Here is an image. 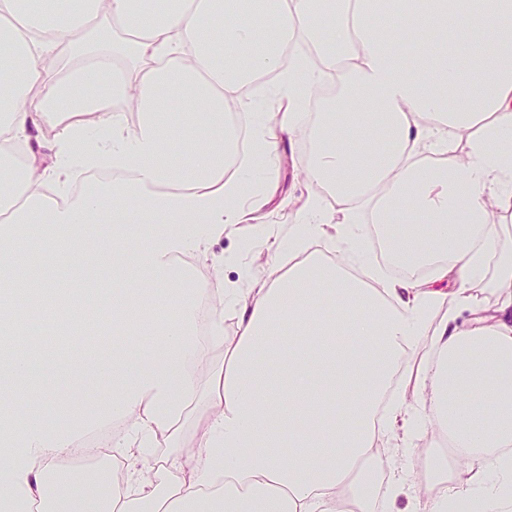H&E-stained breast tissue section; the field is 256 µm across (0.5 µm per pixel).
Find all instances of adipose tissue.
<instances>
[{
  "mask_svg": "<svg viewBox=\"0 0 512 512\" xmlns=\"http://www.w3.org/2000/svg\"><path fill=\"white\" fill-rule=\"evenodd\" d=\"M261 76L287 110L244 96ZM330 80L350 110H325L314 130L313 191L278 244L286 272L260 282L240 264L241 287L224 291L235 336L215 316L197 344L192 300H167L186 281L173 255L207 258L242 204H261L272 129L305 124ZM131 94L134 124L117 107ZM234 97L251 114L253 159L228 175ZM96 161L131 180L71 195ZM104 218L115 230L99 261L124 283L113 317L130 326L149 311L161 342L147 364L98 363L111 394L82 385L57 423L39 410L8 418L0 512L36 500L44 512H371L379 495L385 512L402 499L410 512H512V250L500 245L512 226V0H168L159 17L144 0H0V238L55 244L53 265L72 267ZM368 222L386 229L389 262L424 274H353ZM124 224L141 227L135 249ZM320 239L335 259L313 250ZM142 275L158 292L140 309L127 291ZM212 344L224 359L203 381ZM30 372L20 358L0 366V403L37 396ZM399 375L416 402L386 399ZM199 400L191 454L148 480L131 470L111 498L58 464L84 450L74 426L88 407L129 419L119 446L141 453L179 439ZM430 428L466 472L423 498L406 458Z\"/></svg>",
  "mask_w": 512,
  "mask_h": 512,
  "instance_id": "ef3b65f1",
  "label": "adipose tissue"
}]
</instances>
